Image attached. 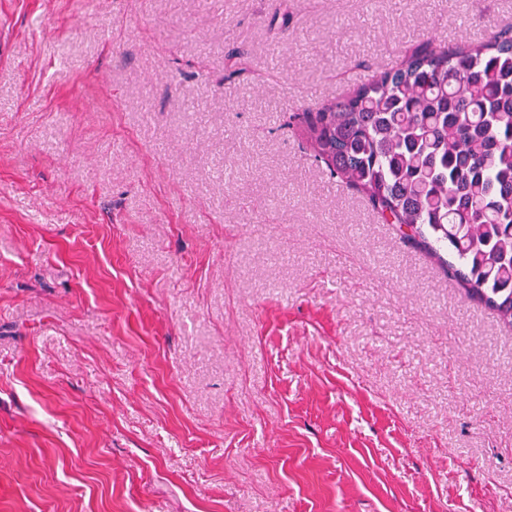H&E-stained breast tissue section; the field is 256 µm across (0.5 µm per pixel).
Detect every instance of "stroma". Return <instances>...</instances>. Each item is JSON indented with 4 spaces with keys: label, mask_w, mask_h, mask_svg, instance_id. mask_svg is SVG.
I'll use <instances>...</instances> for the list:
<instances>
[{
    "label": "stroma",
    "mask_w": 512,
    "mask_h": 512,
    "mask_svg": "<svg viewBox=\"0 0 512 512\" xmlns=\"http://www.w3.org/2000/svg\"><path fill=\"white\" fill-rule=\"evenodd\" d=\"M0 24V512H512V326L292 121L512 0Z\"/></svg>",
    "instance_id": "obj_1"
}]
</instances>
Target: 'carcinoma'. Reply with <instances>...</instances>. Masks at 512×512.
Instances as JSON below:
<instances>
[{"instance_id": "obj_1", "label": "carcinoma", "mask_w": 512, "mask_h": 512, "mask_svg": "<svg viewBox=\"0 0 512 512\" xmlns=\"http://www.w3.org/2000/svg\"><path fill=\"white\" fill-rule=\"evenodd\" d=\"M316 159L512 325V30L407 51L378 79L305 112Z\"/></svg>"}]
</instances>
